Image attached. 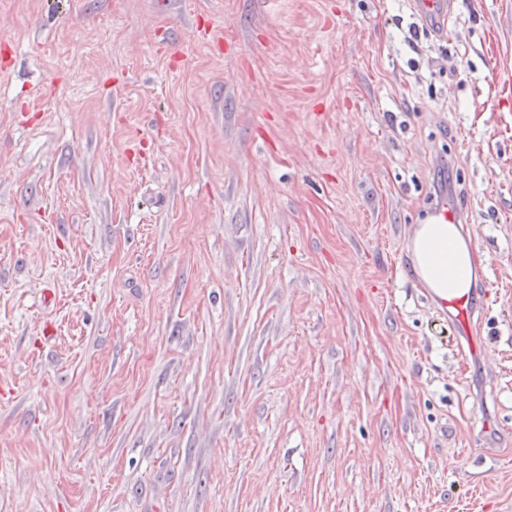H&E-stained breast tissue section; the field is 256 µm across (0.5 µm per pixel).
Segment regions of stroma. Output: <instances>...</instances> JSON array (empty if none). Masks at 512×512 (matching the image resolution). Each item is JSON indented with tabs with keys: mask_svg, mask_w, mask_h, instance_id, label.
<instances>
[{
	"mask_svg": "<svg viewBox=\"0 0 512 512\" xmlns=\"http://www.w3.org/2000/svg\"><path fill=\"white\" fill-rule=\"evenodd\" d=\"M0 512H512V0H0ZM413 8L427 26H431L441 34L446 32L445 28L446 25H448V18L451 13L452 1L415 0L413 3ZM431 219L436 224L429 221L418 224L409 243L414 270L419 280L436 297L450 299L441 302L452 311L469 351L476 354L473 338L468 334L480 306L469 293L461 296L471 285L473 249L470 240L461 237L456 226L455 208L439 204L433 209Z\"/></svg>",
	"mask_w": 512,
	"mask_h": 512,
	"instance_id": "stroma-1",
	"label": "stroma"
}]
</instances>
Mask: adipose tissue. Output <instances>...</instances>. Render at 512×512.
I'll return each instance as SVG.
<instances>
[{"mask_svg": "<svg viewBox=\"0 0 512 512\" xmlns=\"http://www.w3.org/2000/svg\"><path fill=\"white\" fill-rule=\"evenodd\" d=\"M419 280L436 296H461L471 285L474 253L453 224L419 225L409 243Z\"/></svg>", "mask_w": 512, "mask_h": 512, "instance_id": "1", "label": "adipose tissue"}]
</instances>
